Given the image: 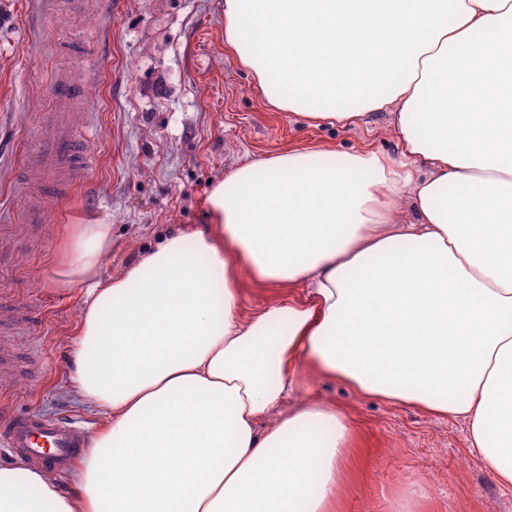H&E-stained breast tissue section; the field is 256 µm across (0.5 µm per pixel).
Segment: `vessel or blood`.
I'll return each instance as SVG.
<instances>
[{"mask_svg": "<svg viewBox=\"0 0 512 512\" xmlns=\"http://www.w3.org/2000/svg\"><path fill=\"white\" fill-rule=\"evenodd\" d=\"M76 86L74 76L58 79L54 96L59 110L40 127L39 146L25 160L32 175L55 183L66 195L71 192L75 175L88 162V151L78 146L66 112ZM85 444L82 426L67 416L27 415L0 419V446L50 471L67 470Z\"/></svg>", "mask_w": 512, "mask_h": 512, "instance_id": "b4317fda", "label": "vessel or blood"}]
</instances>
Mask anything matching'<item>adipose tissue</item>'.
<instances>
[{
	"mask_svg": "<svg viewBox=\"0 0 512 512\" xmlns=\"http://www.w3.org/2000/svg\"><path fill=\"white\" fill-rule=\"evenodd\" d=\"M224 45L275 111L343 126L390 112L428 172L372 150L277 152L212 185L209 226L105 280L111 225H76L70 390L108 421L71 492L1 468L0 512H331L350 421L317 401L270 418L301 357L466 421L512 488V0H224ZM240 264L305 298L244 317Z\"/></svg>",
	"mask_w": 512,
	"mask_h": 512,
	"instance_id": "adipose-tissue-1",
	"label": "adipose tissue"
}]
</instances>
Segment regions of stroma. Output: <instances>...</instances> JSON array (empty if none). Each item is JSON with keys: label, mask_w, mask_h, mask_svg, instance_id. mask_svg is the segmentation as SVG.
Masks as SVG:
<instances>
[{"label": "stroma", "mask_w": 512, "mask_h": 512, "mask_svg": "<svg viewBox=\"0 0 512 512\" xmlns=\"http://www.w3.org/2000/svg\"><path fill=\"white\" fill-rule=\"evenodd\" d=\"M221 0H0V289L28 307L12 329L14 356L0 363V407L58 414L97 433L106 416L77 403L70 360L83 288L53 273L74 225L106 221L112 254L103 276L127 270L169 233L206 226L211 182L285 149L361 150L401 161L387 112L357 126H313L269 109L224 46ZM84 47L74 57L71 43ZM76 73L75 134L91 154L71 194L44 190L47 221L23 224L26 155L54 109L58 76ZM241 309L252 315L304 297L238 267ZM297 399L336 407L355 439L334 512H512V489L467 446L464 422L360 395L307 364Z\"/></svg>", "instance_id": "obj_1"}]
</instances>
